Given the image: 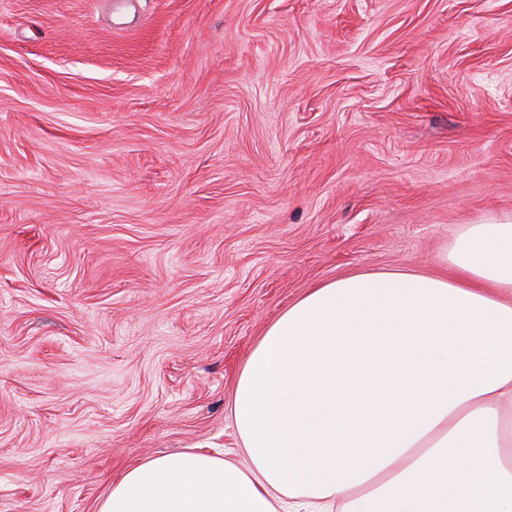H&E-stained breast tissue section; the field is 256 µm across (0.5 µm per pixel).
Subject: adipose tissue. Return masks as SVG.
<instances>
[{
	"mask_svg": "<svg viewBox=\"0 0 512 512\" xmlns=\"http://www.w3.org/2000/svg\"><path fill=\"white\" fill-rule=\"evenodd\" d=\"M457 277L369 272L266 330L231 415L250 460L141 462L98 512H512V217L469 225Z\"/></svg>",
	"mask_w": 512,
	"mask_h": 512,
	"instance_id": "ef3b65f1",
	"label": "adipose tissue"
}]
</instances>
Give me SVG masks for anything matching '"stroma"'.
Instances as JSON below:
<instances>
[{
  "mask_svg": "<svg viewBox=\"0 0 512 512\" xmlns=\"http://www.w3.org/2000/svg\"><path fill=\"white\" fill-rule=\"evenodd\" d=\"M512 216V0H0V512L240 458L267 327Z\"/></svg>",
  "mask_w": 512,
  "mask_h": 512,
  "instance_id": "35a3bbf8",
  "label": "stroma"
}]
</instances>
